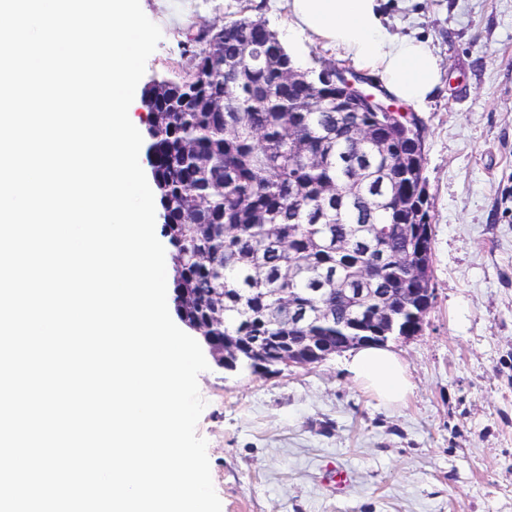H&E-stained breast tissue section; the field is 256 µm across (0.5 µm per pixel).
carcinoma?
Segmentation results:
<instances>
[{"mask_svg": "<svg viewBox=\"0 0 512 512\" xmlns=\"http://www.w3.org/2000/svg\"><path fill=\"white\" fill-rule=\"evenodd\" d=\"M236 34L205 36L200 50L185 48L189 71L205 79H162L145 100L147 158L163 210V236L173 247L175 311L188 327L207 318L212 295L230 288L224 301V328L217 343L238 336L257 343L271 360L279 357L281 328L264 311L270 288H289L296 302L328 280L345 278L349 268L380 250L387 264L374 287L404 294L430 288L417 266H405L409 249L400 222L411 212H394L390 196L416 190L426 181L422 151L394 127L384 128L371 149L353 138L373 112L308 111L306 96L280 84L278 67L290 54L273 41L277 65L245 64L231 80L225 66L242 54L244 42L263 44L268 33L244 17L225 23ZM224 99L226 112H209L207 100ZM340 185L328 194L325 187ZM346 243L338 255L315 241ZM297 275L288 279V266ZM331 306L335 327H300L294 336L347 333V308L336 295L317 296Z\"/></svg>", "mask_w": 512, "mask_h": 512, "instance_id": "cac0c4a2", "label": "carcinoma"}]
</instances>
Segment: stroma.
I'll list each match as a JSON object with an SVG mask.
<instances>
[{
  "label": "stroma",
  "instance_id": "35a3bbf8",
  "mask_svg": "<svg viewBox=\"0 0 512 512\" xmlns=\"http://www.w3.org/2000/svg\"><path fill=\"white\" fill-rule=\"evenodd\" d=\"M392 32L428 39L442 86L423 133L434 299L390 342L414 388L397 408L354 383L346 353L266 373L198 376L197 424L222 512H512V0H386ZM162 32L140 80L168 77L208 25L276 0H142ZM351 476L336 490L327 467Z\"/></svg>",
  "mask_w": 512,
  "mask_h": 512
}]
</instances>
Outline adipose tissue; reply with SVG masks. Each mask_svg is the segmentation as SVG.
I'll return each mask as SVG.
<instances>
[{
	"label": "adipose tissue",
	"instance_id": "adipose-tissue-1",
	"mask_svg": "<svg viewBox=\"0 0 512 512\" xmlns=\"http://www.w3.org/2000/svg\"><path fill=\"white\" fill-rule=\"evenodd\" d=\"M287 12L288 41L308 39L342 54L360 70L378 77L384 90L407 104L432 98L441 85V59L428 41L394 34L385 0H281ZM352 380L379 400L403 403L413 389L404 361L380 346L352 353Z\"/></svg>",
	"mask_w": 512,
	"mask_h": 512
}]
</instances>
